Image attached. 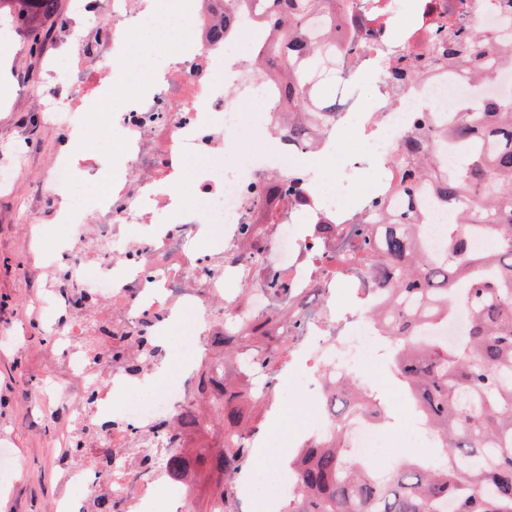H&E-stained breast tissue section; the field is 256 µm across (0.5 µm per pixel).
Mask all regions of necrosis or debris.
Returning <instances> with one entry per match:
<instances>
[{
    "label": "necrosis or debris",
    "instance_id": "necrosis-or-debris-1",
    "mask_svg": "<svg viewBox=\"0 0 512 512\" xmlns=\"http://www.w3.org/2000/svg\"><path fill=\"white\" fill-rule=\"evenodd\" d=\"M154 2L77 0L75 12L95 13L96 28L76 38L74 55L52 53L41 67L44 78L70 77L67 90L46 92L40 106L47 125L62 131L68 144L43 177L41 193L58 199L51 221L68 225L69 233L52 244L38 242L39 256L57 280L56 289L39 306L52 317L54 357L72 381L68 388L49 381L40 393L42 404L55 403L68 412L58 435L57 464L71 492L59 498L56 512H86L88 493L104 480L117 492L118 512H155L164 490L169 493L167 512H191L201 452L179 427L196 399L199 367L209 364L214 379L224 378V366L213 353L214 340L224 335L222 310L232 305L230 285L238 278L237 263L224 253L242 242L251 205L267 209L275 219L273 233L255 241L263 267L287 271L289 288L314 312L301 335L289 340L285 355L298 388L320 407L314 421L295 432L290 446L296 451L304 438L329 434L335 422L324 403L329 388L338 380L365 375L372 361L391 359L381 325L370 318L387 295L357 285L327 261L328 251L335 241L344 240L357 212L342 202L340 192L319 193L295 158L335 145L346 121L354 118L364 148L344 157L343 166L371 180L389 164L421 113L435 118L461 111L465 103L499 95L512 82V65L507 63L481 84L442 67L417 86L391 92L387 62L423 56L437 22L454 11L457 0H341L336 33L322 38L331 61L328 80L337 112L300 145L289 141L284 130L276 84L250 76V46H239L228 58L223 45L208 41L212 23L205 0H193L188 7L182 0H165L167 17L160 26L153 23ZM468 4L470 26L489 36L481 54L498 55L505 13L494 0ZM149 26L156 29L157 43L152 78L144 85L133 84L99 137L101 147L115 141L123 147L126 175L112 183L90 235L83 224L87 184L82 172L95 168L96 161L75 149L82 138L78 95L111 93V86L99 80V69L132 58L138 50L136 33ZM246 103L259 105L258 130L273 135L278 149L268 157L239 158L228 167L224 155L244 136L240 112ZM272 173L303 183L300 203L264 190ZM416 210L424 222L423 251L443 255L446 213L434 193L419 192ZM322 224L335 225V240L319 232ZM76 293L99 301V308L89 316L73 314L70 303ZM186 309L199 314L194 353L171 382H158L167 356L158 342L137 372L116 363L98 376L96 352L109 346L138 354L142 335H164ZM142 387L152 388L148 399L123 404L126 394ZM147 432L155 442L149 452L140 445ZM172 448L184 462L177 475L158 463ZM147 452L152 455L148 461L143 458ZM103 455L111 456V471L97 466ZM247 483L255 496L272 502L284 503L288 495L285 467H278L269 483L239 471L224 488L227 505L240 502Z\"/></svg>",
    "mask_w": 512,
    "mask_h": 512
}]
</instances>
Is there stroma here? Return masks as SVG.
Instances as JSON below:
<instances>
[{
  "label": "stroma",
  "instance_id": "stroma-1",
  "mask_svg": "<svg viewBox=\"0 0 512 512\" xmlns=\"http://www.w3.org/2000/svg\"><path fill=\"white\" fill-rule=\"evenodd\" d=\"M9 48L0 47L11 75L7 91L0 92V166L13 168L14 188L0 192V329L15 331L17 343L0 348V442L20 462L13 483L0 487V512H55L65 487L56 466L54 435L65 422L60 409H44L38 392L47 373L65 378L61 363L52 359L47 316L35 313L33 300L52 289L55 279L33 252V228L25 216L50 215L52 202L39 195L34 182L48 173L61 151L60 136L42 121L39 94L21 91L20 73H35L38 61L26 51V31L9 32ZM375 390L388 420L390 439L404 436L408 396L392 378L388 365H372ZM309 402L294 395L276 425L270 428L271 447L253 449L244 465L254 475L267 474L274 451H286L288 437L308 423Z\"/></svg>",
  "mask_w": 512,
  "mask_h": 512
}]
</instances>
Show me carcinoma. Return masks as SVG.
<instances>
[{
    "instance_id": "1",
    "label": "carcinoma",
    "mask_w": 512,
    "mask_h": 512,
    "mask_svg": "<svg viewBox=\"0 0 512 512\" xmlns=\"http://www.w3.org/2000/svg\"><path fill=\"white\" fill-rule=\"evenodd\" d=\"M224 21L212 27V41H229L239 19L230 0ZM57 0H0L3 11L22 21L27 49L41 54L47 31L41 20L56 13ZM467 0L437 27L429 60L457 65L476 81L492 77L474 52L485 41L482 32L462 21ZM325 27L336 25L337 0H263L257 22L256 73L280 82V111L288 118V140L302 142L314 119L326 120L336 104L315 105L310 79L324 73L328 60L320 56L311 28L313 14ZM424 66L400 62L388 69L391 81L407 86L423 79ZM450 139L460 160L450 171L438 164L435 142ZM432 186L455 215L448 225V251L430 260L419 244L421 223L409 212L406 223L388 221L386 195L398 193L412 202L419 185ZM378 224L354 219L345 250L329 253L343 271L365 269L376 283L388 286L384 311L387 335L393 342V362L401 386L414 401L420 418L434 431L440 456L435 461H401L382 467L353 457L348 449V421L384 418L378 394L349 379V386L330 391L339 424L328 438L316 437L288 458V473L296 491L283 512H512V92L477 99L466 111L448 119L436 140L407 135L386 170L380 198L365 202ZM486 241L470 251L458 226ZM246 249L236 293L237 306L224 310V390L215 387L208 369L200 371L197 399L221 412L217 456L203 455L202 466L216 470L215 490L207 505L193 512H220L215 500L221 482L229 479L247 455L245 437L261 429L263 397L255 394L249 375L237 362L239 349L255 351L252 368L266 372V393H274L283 358L279 344L288 337L276 332L277 321L292 322L299 330L310 311L288 297V275L265 271L258 255ZM257 284L273 298V305L254 317L253 335L237 332L239 319L250 312L246 287ZM468 308L470 319L462 340L446 344L424 341L423 325L448 321L456 308ZM185 421L198 430L216 427L213 414L191 408ZM112 488L91 493L88 512H112Z\"/></svg>"
}]
</instances>
